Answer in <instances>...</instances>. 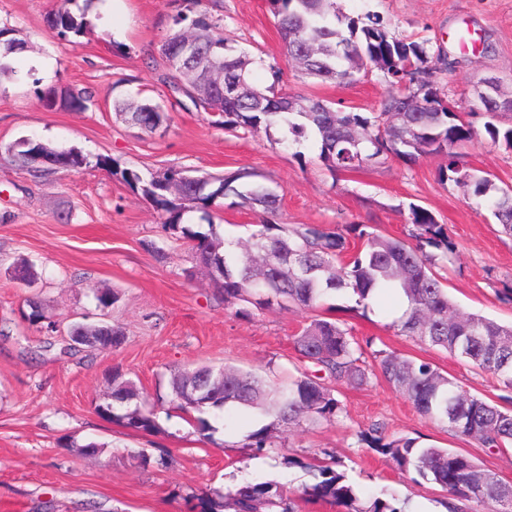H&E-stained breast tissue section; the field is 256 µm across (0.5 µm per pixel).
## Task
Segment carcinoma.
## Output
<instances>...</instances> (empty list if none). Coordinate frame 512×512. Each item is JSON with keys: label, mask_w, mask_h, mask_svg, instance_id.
<instances>
[{"label": "carcinoma", "mask_w": 512, "mask_h": 512, "mask_svg": "<svg viewBox=\"0 0 512 512\" xmlns=\"http://www.w3.org/2000/svg\"><path fill=\"white\" fill-rule=\"evenodd\" d=\"M71 0L51 14L48 26L59 38L82 36L84 15L68 8ZM276 26L285 43L286 56L312 48L300 71L321 82L347 84L374 66L393 90L381 111L369 116L338 112L320 99L305 101L286 92H264L248 86L249 93L233 96L223 86L239 76L249 78L252 59L224 38V15L209 11L179 10L172 16V33L161 43L165 63L164 82L173 92L186 97L194 108L212 117V123L226 130L255 133L282 131L279 142L298 145L311 137L319 161L331 171L356 170L380 157L392 154L414 163L422 157L443 155V181H452L476 198H485L502 231L512 235V188L503 189L491 179L477 176L462 162V149L477 131L458 112L448 109V100L435 90L434 74L448 70V55L428 42L399 38L385 19L375 13L350 17L332 9V0H269ZM13 29L0 27V72L13 71L10 59L23 50L12 36ZM190 41L198 55L181 58L180 45ZM224 58L222 88L211 89L208 59ZM434 91L429 105L417 112H404L413 92ZM94 94L83 88L49 92L52 104L83 112ZM115 111L143 132L153 134L170 120L169 113L147 100L115 101ZM484 129L492 143L512 147V127L496 124L497 113L488 112ZM7 152L12 161L32 176L49 171H69L83 158L75 148H54L25 139ZM108 166L105 158L94 162ZM120 178L141 194L163 217L164 231L184 240L193 257L210 268L215 288L226 304H239L238 314L250 315V308L271 309L293 305L310 313L309 321L293 336L299 358L314 371L277 378L267 373L227 365L202 364L185 369L169 382L168 397L148 403L137 386L115 372L112 401L97 406L104 418L124 428L145 434L161 431L158 409L172 408L195 417L200 431L212 429L203 417L209 409L224 411V419L257 409L270 423L245 431L242 447L262 451L277 447L286 432L304 424L333 421L341 411L334 386L363 387L370 375L379 372L386 383L411 403L432 424L473 440L483 448L512 447V410L503 409L467 392L448 374L425 360L404 357L383 350L372 352L374 364L365 360L373 340L360 343L352 329L338 319L319 314L331 297L354 302L353 310L374 311V302L385 294L397 293L407 301L402 317L387 327L400 336L439 347L465 359L490 375L504 389L512 391V325H503L477 313L462 311L448 296L447 278L441 274L455 244L448 226L440 224L428 210L410 207L408 233L403 238L368 230L366 224L327 228L302 224L290 228L273 220L279 195L271 187L250 180L249 172L228 176L188 175L184 170L143 175L119 171ZM233 196L238 205L261 210L268 218L237 243H227L211 231L194 229L189 214L201 213L200 220L213 224L211 207ZM433 251H428V248ZM72 333L87 337L85 346L117 344L122 333L110 326H76ZM365 437L402 474H414L411 481L432 482L446 492L443 504L455 501L451 512H463L461 503L472 502L486 512H512V486L479 465L471 457L451 448L420 447L415 438L386 440L384 425L373 423ZM338 464L330 455L314 466L319 481L303 488L308 500L324 501L344 512H405L406 500L388 489L361 500L345 475L333 469ZM283 498V489L273 481H251L200 498V512H263Z\"/></svg>", "instance_id": "obj_1"}]
</instances>
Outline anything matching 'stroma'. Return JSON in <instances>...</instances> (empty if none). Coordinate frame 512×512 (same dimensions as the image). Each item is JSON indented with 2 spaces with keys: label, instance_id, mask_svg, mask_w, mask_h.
<instances>
[{
  "label": "stroma",
  "instance_id": "1",
  "mask_svg": "<svg viewBox=\"0 0 512 512\" xmlns=\"http://www.w3.org/2000/svg\"><path fill=\"white\" fill-rule=\"evenodd\" d=\"M224 36L255 60L251 82L277 84L303 98H320L339 112L378 111L388 87L378 70L350 84L312 81L289 65L269 0H220ZM354 17L383 16L395 35L443 46L456 63L437 86L467 113L478 136L463 162L500 187L512 186V148L484 133L474 83L499 80L512 94V0H334ZM59 0H0V26L26 51L15 75L0 78V512H199V498L247 481L274 480L294 490L314 484V460L331 452L356 490L388 486L441 512L435 484H416L394 469L363 433L374 423L387 438L454 448L512 482V448L492 451L420 416L382 379L354 389L337 387L342 410L333 422L288 433L284 446L257 453L216 414L204 436L180 411L161 418L151 435L127 431L96 407L112 393V373L133 380L142 395H167L172 372L201 363L244 369L289 370L298 363L292 337L308 319L296 307L238 315L224 304L190 250L162 228L160 214L113 168L141 173L181 168L195 175L240 169L282 196L279 223L333 228L365 224L378 233L406 235L409 205L447 225L456 251L448 264V292L465 310L512 323V236L501 233L487 205L452 182L440 181L442 157L407 163L384 156L364 168L335 173L304 144L303 158L266 135L229 132L207 113L175 107L158 48L175 12L171 0H71L88 32L62 39L47 20ZM469 32L485 51L461 49ZM92 88L88 111L49 104L61 88ZM148 98L170 107L171 121L155 134L126 123L116 100ZM32 137L74 147L108 167L90 166L33 177L12 162L8 145ZM218 235L247 237L261 213L220 200L211 211ZM38 273L16 279L20 262ZM116 295L100 307L96 295ZM330 298L323 316L344 321L373 350H394L446 371L472 395L501 403L490 376L463 359L387 329L382 312L338 310ZM41 318L29 322L32 309ZM106 323L124 333L106 349L72 346L77 324ZM102 444L86 455L88 442Z\"/></svg>",
  "mask_w": 512,
  "mask_h": 512
}]
</instances>
